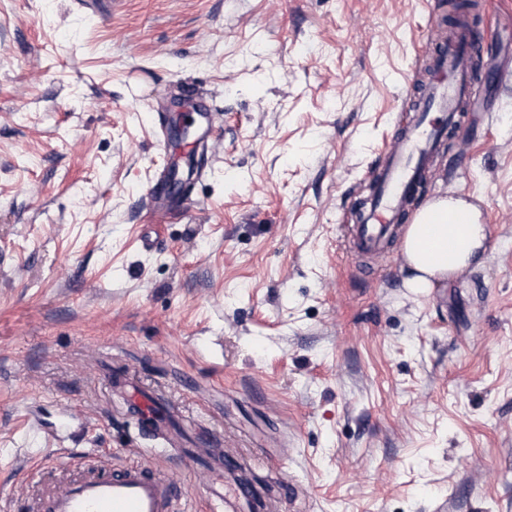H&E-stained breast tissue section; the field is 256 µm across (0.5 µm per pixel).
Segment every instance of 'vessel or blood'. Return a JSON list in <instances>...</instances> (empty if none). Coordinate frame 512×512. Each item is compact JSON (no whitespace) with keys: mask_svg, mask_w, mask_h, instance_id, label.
Instances as JSON below:
<instances>
[{"mask_svg":"<svg viewBox=\"0 0 512 512\" xmlns=\"http://www.w3.org/2000/svg\"><path fill=\"white\" fill-rule=\"evenodd\" d=\"M483 50L481 32L466 17L446 33L423 38L419 53L429 75L423 84L405 90L417 103L416 119L395 131L391 147L380 153L370 172L373 192L358 223L350 228L356 256L369 260L365 273H372V259L391 249L390 228L405 220L408 198L420 176L426 174L449 125L464 104L473 103V88L479 80L474 60ZM168 181V176H161L147 198L153 209L170 217L176 215L178 206L164 194ZM134 405L147 431L175 447L157 403L139 396ZM59 468L53 454L44 455L33 474L31 512H177L186 496L185 489L147 464L118 466L97 457L74 463L73 475L57 481L53 474Z\"/></svg>","mask_w":512,"mask_h":512,"instance_id":"1","label":"vessel or blood"}]
</instances>
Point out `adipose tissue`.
I'll return each instance as SVG.
<instances>
[{
	"label": "adipose tissue",
	"instance_id": "adipose-tissue-1",
	"mask_svg": "<svg viewBox=\"0 0 512 512\" xmlns=\"http://www.w3.org/2000/svg\"><path fill=\"white\" fill-rule=\"evenodd\" d=\"M425 214L436 222L440 237L449 238V247L441 250L433 262H426L422 255V242L426 227L420 222L407 225L402 239V251L408 267L405 285L411 290L426 294L448 276L460 273L470 266L480 264L487 240V228L482 224L478 211L460 197H438L426 203ZM463 216V224L449 228V215Z\"/></svg>",
	"mask_w": 512,
	"mask_h": 512
}]
</instances>
